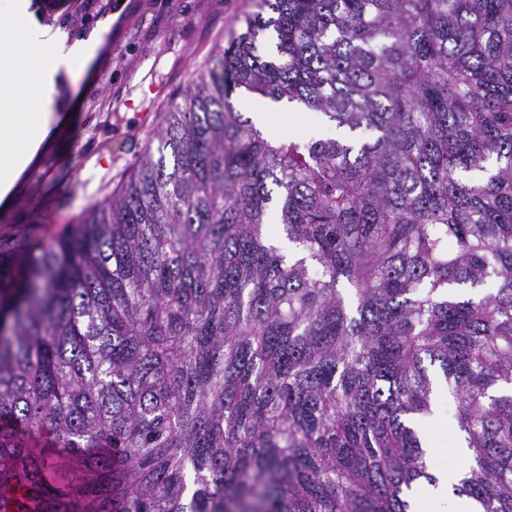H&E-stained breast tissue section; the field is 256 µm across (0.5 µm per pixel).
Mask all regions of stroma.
I'll return each mask as SVG.
<instances>
[{
  "instance_id": "35a3bbf8",
  "label": "stroma",
  "mask_w": 512,
  "mask_h": 512,
  "mask_svg": "<svg viewBox=\"0 0 512 512\" xmlns=\"http://www.w3.org/2000/svg\"><path fill=\"white\" fill-rule=\"evenodd\" d=\"M44 22L68 40L101 31L95 61L51 105L52 131L13 191L0 200V253L64 231L110 197L130 165L163 128L215 45L255 0H35ZM442 426L432 430L431 468L463 462L450 443L455 403L435 389Z\"/></svg>"
}]
</instances>
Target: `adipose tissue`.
Returning a JSON list of instances; mask_svg holds the SVG:
<instances>
[{"mask_svg":"<svg viewBox=\"0 0 512 512\" xmlns=\"http://www.w3.org/2000/svg\"><path fill=\"white\" fill-rule=\"evenodd\" d=\"M101 42L98 34L67 41L52 25L39 21L31 0H9L0 11V198L13 189L51 130L49 106L63 83L84 70ZM33 72V90L18 79Z\"/></svg>","mask_w":512,"mask_h":512,"instance_id":"adipose-tissue-1","label":"adipose tissue"}]
</instances>
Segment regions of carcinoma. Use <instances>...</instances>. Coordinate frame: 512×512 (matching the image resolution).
<instances>
[{
	"mask_svg": "<svg viewBox=\"0 0 512 512\" xmlns=\"http://www.w3.org/2000/svg\"><path fill=\"white\" fill-rule=\"evenodd\" d=\"M256 7L112 198L0 260V512H411L431 367L453 493L512 512V0ZM238 88L342 136L275 144Z\"/></svg>",
	"mask_w": 512,
	"mask_h": 512,
	"instance_id": "cac0c4a2",
	"label": "carcinoma"
}]
</instances>
